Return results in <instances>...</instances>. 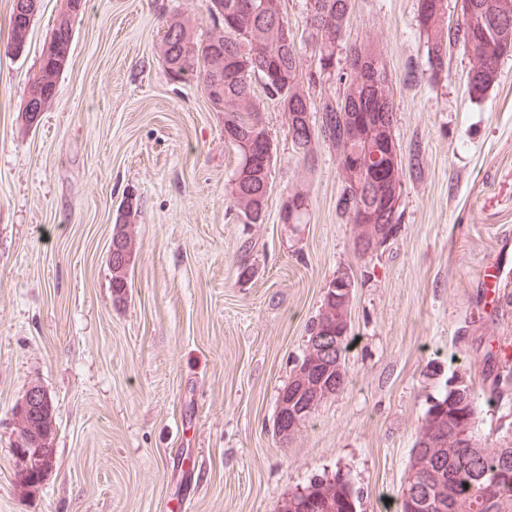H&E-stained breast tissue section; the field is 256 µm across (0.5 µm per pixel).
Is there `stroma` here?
I'll return each instance as SVG.
<instances>
[{
    "instance_id": "stroma-1",
    "label": "stroma",
    "mask_w": 512,
    "mask_h": 512,
    "mask_svg": "<svg viewBox=\"0 0 512 512\" xmlns=\"http://www.w3.org/2000/svg\"><path fill=\"white\" fill-rule=\"evenodd\" d=\"M207 4L88 0L29 129L19 109L61 0H39L19 54L0 0V512H280L335 471L362 512H397L421 418L453 376L482 398L480 435L512 442V398L488 399L491 356L512 341V57L470 100L462 47L429 80L418 0H352L346 41L380 45L394 136L421 168L403 178L397 235L361 259L336 211L335 148L303 163L275 101L266 217L240 223L224 115L199 81L171 84L160 51L172 15L209 32ZM299 186L308 221L282 223ZM130 194L136 255L117 303L107 254ZM345 268L346 385L281 445L279 393ZM32 385L55 406V463L20 495L12 409Z\"/></svg>"
}]
</instances>
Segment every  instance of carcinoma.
<instances>
[{
	"label": "carcinoma",
	"mask_w": 512,
	"mask_h": 512,
	"mask_svg": "<svg viewBox=\"0 0 512 512\" xmlns=\"http://www.w3.org/2000/svg\"><path fill=\"white\" fill-rule=\"evenodd\" d=\"M21 0H12L10 15V40L25 47L30 29L27 17L19 12ZM76 6L68 23L52 27L50 40L60 47L69 49L73 39L75 20L84 15L87 0H75ZM441 12L427 19H418L419 33L426 44L430 79L443 73L448 51L457 45L465 46L459 29L448 25V0H440ZM224 15L221 23L214 24L204 39L195 36L189 23L178 15L166 21L161 51L166 71L181 74L182 80L197 79L202 84H215L224 93V130L228 136L224 141L232 145L238 155L237 168L230 180V197L237 213L243 216V224H261L265 217L267 189L270 188L271 164L250 166L245 160L247 144L259 132L257 126L263 123V101L254 89V82H260L265 98L280 103L288 114V132L299 157L310 163L314 161L317 140L332 141L336 148V159L343 190L337 200L341 215L351 224L364 211H372L373 223L379 225L383 237L396 236L401 223L402 211H384L374 207L382 191L372 182L370 172H365L364 181L352 184L346 174L349 161L368 166V155L360 146L351 141L350 131L362 112L364 97L371 93V84L356 79L335 98L314 102L304 85H314L325 79L321 69L302 77L299 74V55L295 40L286 41L281 31L289 28L283 7V0H220ZM309 28L310 43L318 52L319 59H336L350 22L352 0H303ZM261 48L274 55L288 81L277 80L263 71V58L254 53ZM353 59L363 60L371 73L383 80L381 92L393 101L392 83L380 49L371 42H361L352 47ZM489 61L487 68L469 69L466 75V89L470 98L480 99L493 86L500 74V61L494 58V49H486ZM69 53L53 59H40L37 74L28 87L39 88V92L51 91V83L58 82L59 74L65 67ZM319 113V123H311V113ZM246 202V207L239 206ZM133 207V200L127 201L126 210L117 214L112 237L124 241L128 258L135 253L134 239L127 236L126 225ZM336 320L324 318L320 313L312 321L308 339L314 335L330 337L338 347L326 354L330 369L323 364L311 366L310 376L314 382L332 384L333 394H338L345 381L333 378L334 363L345 366V354L349 334L336 340ZM494 363L501 365L495 370L491 382L490 398H501L512 390V361L494 355ZM282 393L293 402V412L303 411L301 423H306L314 410H306L312 398L310 391L298 393L294 381H289ZM479 395L469 384L448 381L444 393L432 400L424 413L421 426L436 425L448 430L452 439L461 433L478 442L476 448H413L410 470L416 471L415 483L401 487L400 512H406L408 498L415 488L421 496L431 497V504L425 512H512V446H489L481 443L478 436ZM429 455V463L436 469L440 487L422 488L423 470L415 469L418 458ZM299 505L297 512H358L359 494L354 490L348 474L336 472L331 476L313 478L301 489L290 494Z\"/></svg>",
	"instance_id": "obj_1"
}]
</instances>
